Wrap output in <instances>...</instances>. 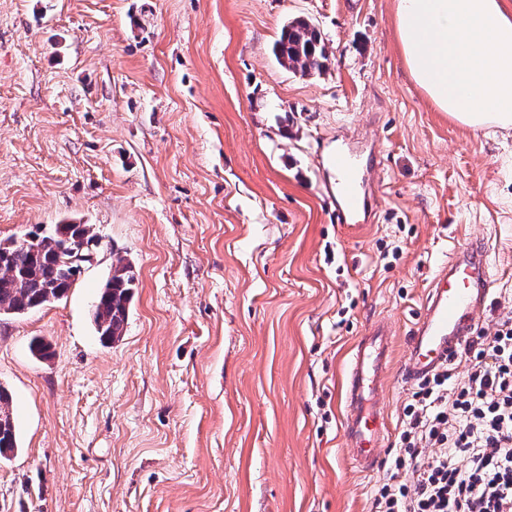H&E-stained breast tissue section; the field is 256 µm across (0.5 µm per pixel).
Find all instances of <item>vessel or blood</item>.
I'll use <instances>...</instances> for the list:
<instances>
[{"label":"vessel or blood","mask_w":512,"mask_h":512,"mask_svg":"<svg viewBox=\"0 0 512 512\" xmlns=\"http://www.w3.org/2000/svg\"><path fill=\"white\" fill-rule=\"evenodd\" d=\"M330 165L335 172L339 222L356 225L367 213L371 198L363 191L362 165L348 150L337 149ZM486 251L481 244L453 255L431 289L409 338V356L403 370L406 382L430 376L448 363L466 340L472 321L484 305L490 288ZM392 333L375 324L354 348L349 361L348 405L344 437L347 458L362 472H374L375 450L385 439L380 415L370 406L369 395L380 372L387 368Z\"/></svg>","instance_id":"1"}]
</instances>
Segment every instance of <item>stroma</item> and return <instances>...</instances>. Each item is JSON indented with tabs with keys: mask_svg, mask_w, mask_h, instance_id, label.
Returning a JSON list of instances; mask_svg holds the SVG:
<instances>
[{
	"mask_svg": "<svg viewBox=\"0 0 512 512\" xmlns=\"http://www.w3.org/2000/svg\"><path fill=\"white\" fill-rule=\"evenodd\" d=\"M395 0H0V240L89 224L64 297L0 316L20 448L0 512H369L389 472L407 338L443 265L484 241L512 306V130L437 111L410 79ZM329 50L301 76L291 19ZM372 150L373 211L336 219L327 156ZM136 276L109 346L92 307ZM393 333L371 474L345 458L344 376ZM50 359L33 357V338ZM279 63L293 73L319 72L328 59L326 44L317 27L305 19H294L274 45Z\"/></svg>",
	"mask_w": 512,
	"mask_h": 512,
	"instance_id": "1",
	"label": "stroma"
}]
</instances>
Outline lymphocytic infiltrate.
<instances>
[{
    "label": "lymphocytic infiltrate",
    "instance_id": "f902f5d3",
    "mask_svg": "<svg viewBox=\"0 0 512 512\" xmlns=\"http://www.w3.org/2000/svg\"><path fill=\"white\" fill-rule=\"evenodd\" d=\"M467 370L414 384L371 512H512V316L465 348Z\"/></svg>",
    "mask_w": 512,
    "mask_h": 512
}]
</instances>
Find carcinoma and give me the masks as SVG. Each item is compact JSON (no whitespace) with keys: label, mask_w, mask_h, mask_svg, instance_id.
Segmentation results:
<instances>
[{"label":"carcinoma","mask_w":512,"mask_h":512,"mask_svg":"<svg viewBox=\"0 0 512 512\" xmlns=\"http://www.w3.org/2000/svg\"><path fill=\"white\" fill-rule=\"evenodd\" d=\"M279 63L293 73L309 75L320 71L328 59L326 44L317 27L305 19H294L274 45ZM30 248H14L0 241V315H22L44 306L47 294L63 297L81 268L72 270L59 263V251L71 240L95 236L89 224L55 225L50 231L36 229ZM135 275L132 266L118 259L93 308V322L100 341L110 345L120 339L129 313ZM18 448V430L8 390L0 386V460Z\"/></svg>","instance_id":"carcinoma-1"}]
</instances>
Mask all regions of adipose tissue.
<instances>
[{"mask_svg": "<svg viewBox=\"0 0 512 512\" xmlns=\"http://www.w3.org/2000/svg\"><path fill=\"white\" fill-rule=\"evenodd\" d=\"M412 79L474 129H512V11L503 0H396Z\"/></svg>", "mask_w": 512, "mask_h": 512, "instance_id": "obj_1", "label": "adipose tissue"}]
</instances>
